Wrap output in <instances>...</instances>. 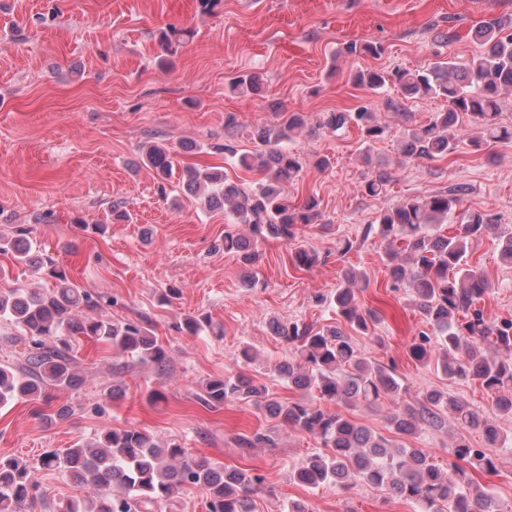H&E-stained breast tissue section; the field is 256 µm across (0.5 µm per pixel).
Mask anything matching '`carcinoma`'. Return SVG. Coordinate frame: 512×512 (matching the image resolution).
Masks as SVG:
<instances>
[{
	"instance_id": "carcinoma-1",
	"label": "carcinoma",
	"mask_w": 512,
	"mask_h": 512,
	"mask_svg": "<svg viewBox=\"0 0 512 512\" xmlns=\"http://www.w3.org/2000/svg\"><path fill=\"white\" fill-rule=\"evenodd\" d=\"M503 31L499 20L482 22L475 35L485 50L466 62L439 59L421 69H397L390 74L366 69L353 74L354 84L378 95L377 104L385 111L404 112L410 100L425 96L448 101L446 111L405 130L402 154L407 160L433 161L454 153L465 119L478 130L471 139L477 148L512 141V128L498 121L501 96L512 92V33ZM183 36L177 29L164 33L162 49L176 53ZM381 52V45L370 41L352 42L344 48L350 56L374 57ZM390 83L398 87L399 95L386 93ZM230 90L256 92L258 79L240 75ZM308 125L306 113L283 110L277 123L254 127L257 149L253 152H238L229 137L208 145L212 152L236 160L240 168L257 176L250 183L230 180L218 166L178 167L171 150L157 141L142 143L140 159L153 173L161 197H167L166 185L176 176L181 190L205 208H220L233 223L244 225L246 235L224 233V251L238 253L243 264L251 265L257 259L256 242L275 239L293 244L298 228L322 220L315 195L294 204L284 194V185L295 180L306 164V155L289 143ZM319 126L333 132L354 126L367 146L386 133L377 114L366 107L331 112ZM390 181V173H377L365 184L367 194L383 195ZM464 192L465 186L457 184L446 194L388 204L379 211L377 232L387 241L391 288L409 289L413 307L433 328V335L422 331L410 344V358L419 364L434 359L449 378L479 382L494 395L497 411L512 416V318L486 309L491 283L479 267L469 264L467 256L473 239L492 234L499 239L501 261L512 265V232L503 230L490 214L463 211L459 223L450 225L451 234L440 233L461 205ZM130 222L131 214L116 203L96 230ZM0 255L54 280L48 291L13 288L0 292V319L30 336L35 348L27 358L25 373L0 365L1 407L19 399L38 401L50 389L78 385L81 378L71 343L75 336L102 342L113 353L144 365L166 366L168 352L150 329L93 315L99 308L97 297L70 279L53 257L36 250L31 228L19 225L10 234L0 233ZM317 261L315 251L302 244L295 247L292 263L296 267L311 268ZM364 279L352 270L345 272L343 285L331 299L340 317L336 324L274 325L275 336L294 349L278 372L302 392L301 398L276 400L264 385L240 371L207 380L202 400L212 406L233 400L251 403L270 417L319 438L324 451L306 457L293 469L294 478L308 487L326 483L341 488L357 483L387 487L415 504V512H502L494 496L472 476L475 471L493 469V460L472 447L464 432L482 431L488 448L503 446L508 434L466 401L450 398L438 388L424 392L414 405L400 401L401 384L393 369L369 363L348 333L351 329L365 334L378 323L377 312L362 307L355 294L354 285ZM178 329L190 336L214 331L210 318L203 314L184 318ZM382 399L394 405L387 416L393 439L376 436L353 417L328 412L320 404L323 400L374 408ZM447 416L461 431L448 449V470L430 462L423 449L396 442L415 435L423 424H442ZM271 444L272 435L264 432L238 441L244 453ZM39 465L72 477L84 490V495L68 500L59 512H153L156 505L191 486L206 491L207 512H252L250 495L263 484L259 475L196 457L181 445L136 427L107 429L77 440L60 453L48 451ZM36 488L27 463L0 457V512H21Z\"/></svg>"
}]
</instances>
